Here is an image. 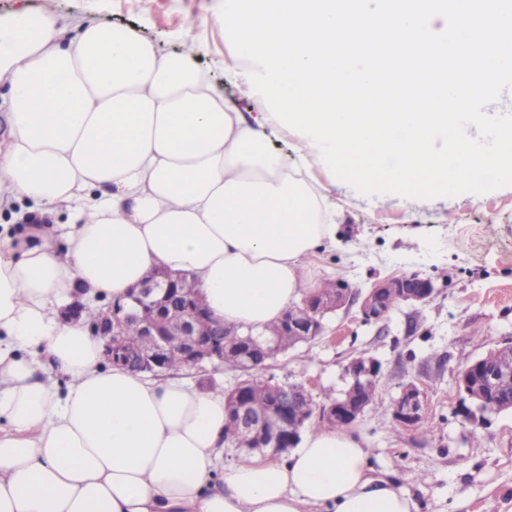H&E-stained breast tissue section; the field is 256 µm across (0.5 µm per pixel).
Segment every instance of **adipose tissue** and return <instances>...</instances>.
Returning a JSON list of instances; mask_svg holds the SVG:
<instances>
[{"label":"adipose tissue","mask_w":512,"mask_h":512,"mask_svg":"<svg viewBox=\"0 0 512 512\" xmlns=\"http://www.w3.org/2000/svg\"><path fill=\"white\" fill-rule=\"evenodd\" d=\"M219 20L225 70L267 103L255 121L193 48L0 14V200L71 216L62 235H0V512H417L347 430L225 466L222 390L102 367L104 338L60 308L80 295L99 315L160 267L195 280L213 320L260 332L313 288L307 260L336 233L310 169L418 198L477 167L512 182V5L224 0ZM465 95L476 111L450 116ZM268 126L293 132V156Z\"/></svg>","instance_id":"obj_1"}]
</instances>
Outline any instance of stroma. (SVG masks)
I'll use <instances>...</instances> for the list:
<instances>
[{"label": "stroma", "instance_id": "35a3bbf8", "mask_svg": "<svg viewBox=\"0 0 512 512\" xmlns=\"http://www.w3.org/2000/svg\"><path fill=\"white\" fill-rule=\"evenodd\" d=\"M219 0H0V13L30 6L135 28L163 51L198 44L199 61L245 116L262 111L253 89L224 74L232 43L216 20ZM307 177L335 206V241L308 260L322 279L362 290L375 279L419 273L435 297L400 306L382 324H365L357 307L329 316L324 336L280 357L268 373L298 381L314 403L346 385L344 365L365 355L381 366L378 402L406 383L425 394L431 434L370 411L353 425L374 475L409 496L417 512H512V413L469 423L458 373L512 340V185L476 180L416 204L377 199L337 183L328 171ZM425 481H417L418 473Z\"/></svg>", "mask_w": 512, "mask_h": 512}]
</instances>
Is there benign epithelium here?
I'll list each match as a JSON object with an SVG mask.
<instances>
[{
	"label": "benign epithelium",
	"mask_w": 512,
	"mask_h": 512,
	"mask_svg": "<svg viewBox=\"0 0 512 512\" xmlns=\"http://www.w3.org/2000/svg\"><path fill=\"white\" fill-rule=\"evenodd\" d=\"M176 282L177 279L168 275L154 274L148 277L132 293L133 306L120 303L112 305L109 313L93 324L94 332L100 336H118L122 323L137 321L143 339L139 353L147 365L161 363L167 350V340L163 338L165 334L179 337L183 358L190 367L224 357V324H216L211 337L196 335L194 324L198 312L187 294L175 292ZM434 294L432 280L418 273L380 279L358 294L339 285L334 296L320 300L312 295L303 300L301 306L289 308L284 322L289 334L307 342L323 335L325 326L321 316L324 313L347 309L357 303L364 322L379 324L387 316L392 298L398 296L407 305L419 306L428 303ZM167 311L173 316V321L169 331L164 333L160 330L156 315ZM511 353L512 342L507 341L474 360L459 373V390L475 406V410L468 412L471 421L484 425L489 416L512 409V397L499 391V383L504 376L499 361ZM379 371L380 365L372 357L352 359L344 367L347 390L331 406L316 409L304 385L275 380L270 384L275 398L272 409L251 410L235 397L231 401V411L243 440H257L267 448L278 450L295 448L301 424L314 409L333 427L359 422L373 403L368 383ZM425 412L424 393L417 385L406 384L393 401L395 422L402 427L412 428Z\"/></svg>",
	"instance_id": "obj_1"
}]
</instances>
